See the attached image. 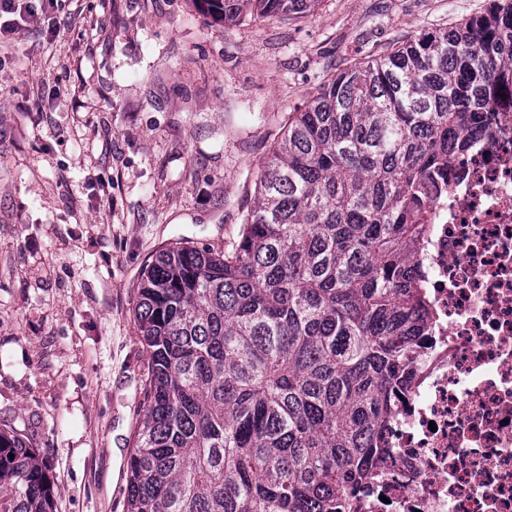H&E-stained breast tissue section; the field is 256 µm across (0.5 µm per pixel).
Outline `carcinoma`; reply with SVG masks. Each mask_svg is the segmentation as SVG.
<instances>
[{
  "label": "carcinoma",
  "mask_w": 512,
  "mask_h": 512,
  "mask_svg": "<svg viewBox=\"0 0 512 512\" xmlns=\"http://www.w3.org/2000/svg\"><path fill=\"white\" fill-rule=\"evenodd\" d=\"M198 2L234 22L319 0ZM508 97L512 0H488L354 64L289 117L231 251L159 252L135 308L149 360L124 512H353L427 335L413 254L426 183ZM0 512H56L12 428Z\"/></svg>",
  "instance_id": "obj_1"
}]
</instances>
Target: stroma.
<instances>
[{
    "label": "stroma",
    "instance_id": "obj_1",
    "mask_svg": "<svg viewBox=\"0 0 512 512\" xmlns=\"http://www.w3.org/2000/svg\"><path fill=\"white\" fill-rule=\"evenodd\" d=\"M487 0H319L215 21L197 0H63L0 35V427L57 512H123L148 356L145 267L239 239L290 112L355 62Z\"/></svg>",
    "mask_w": 512,
    "mask_h": 512
}]
</instances>
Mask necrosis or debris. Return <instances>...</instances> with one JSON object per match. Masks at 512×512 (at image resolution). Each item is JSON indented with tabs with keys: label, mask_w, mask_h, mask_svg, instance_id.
Masks as SVG:
<instances>
[{
	"label": "necrosis or debris",
	"mask_w": 512,
	"mask_h": 512,
	"mask_svg": "<svg viewBox=\"0 0 512 512\" xmlns=\"http://www.w3.org/2000/svg\"><path fill=\"white\" fill-rule=\"evenodd\" d=\"M431 331L355 512H512V103L428 185Z\"/></svg>",
	"instance_id": "necrosis-or-debris-1"
}]
</instances>
